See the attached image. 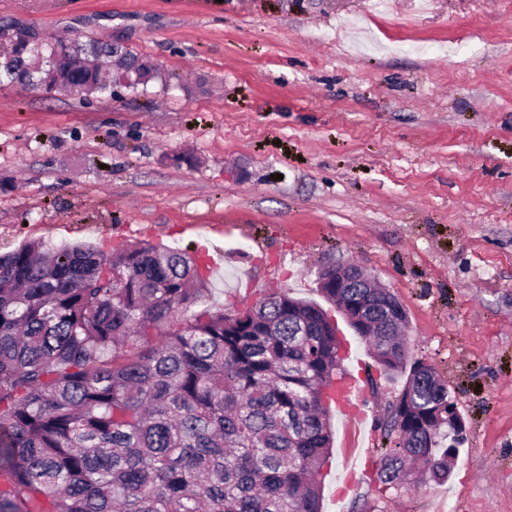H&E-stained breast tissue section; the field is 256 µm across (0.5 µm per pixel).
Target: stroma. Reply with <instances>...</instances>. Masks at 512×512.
<instances>
[{"label":"stroma","instance_id":"stroma-1","mask_svg":"<svg viewBox=\"0 0 512 512\" xmlns=\"http://www.w3.org/2000/svg\"><path fill=\"white\" fill-rule=\"evenodd\" d=\"M0 0V26L98 39L167 85L113 96L0 84V253L150 241L212 256L210 304L319 300L355 263L407 313L465 424L447 482L373 478L389 381L366 391L346 497L333 416L322 512H512V0Z\"/></svg>","mask_w":512,"mask_h":512}]
</instances>
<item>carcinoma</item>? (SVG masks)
I'll use <instances>...</instances> for the list:
<instances>
[{
  "label": "carcinoma",
  "mask_w": 512,
  "mask_h": 512,
  "mask_svg": "<svg viewBox=\"0 0 512 512\" xmlns=\"http://www.w3.org/2000/svg\"><path fill=\"white\" fill-rule=\"evenodd\" d=\"M41 54L50 64L28 67ZM162 78L95 39L0 54V81L85 94ZM197 256L151 243H29L0 254V512H321L331 447L323 391L342 373L319 304L273 291L245 311L208 305ZM382 288L365 301L381 374L406 376L383 426L377 481L448 480L462 430L448 386L408 364Z\"/></svg>",
  "instance_id": "carcinoma-1"
}]
</instances>
